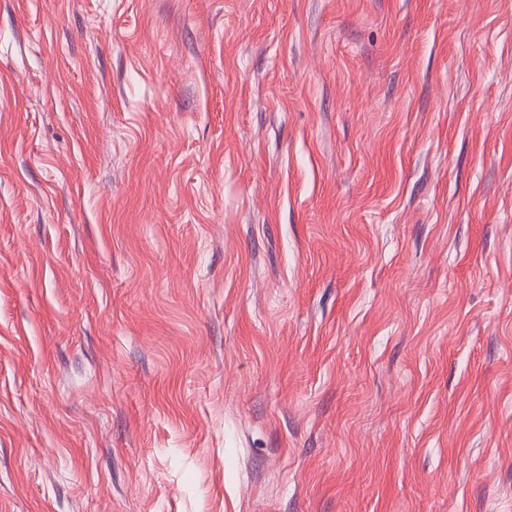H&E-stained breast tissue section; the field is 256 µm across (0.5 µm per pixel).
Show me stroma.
<instances>
[{"instance_id":"1","label":"stroma","mask_w":512,"mask_h":512,"mask_svg":"<svg viewBox=\"0 0 512 512\" xmlns=\"http://www.w3.org/2000/svg\"><path fill=\"white\" fill-rule=\"evenodd\" d=\"M0 512H512V0H0Z\"/></svg>"}]
</instances>
